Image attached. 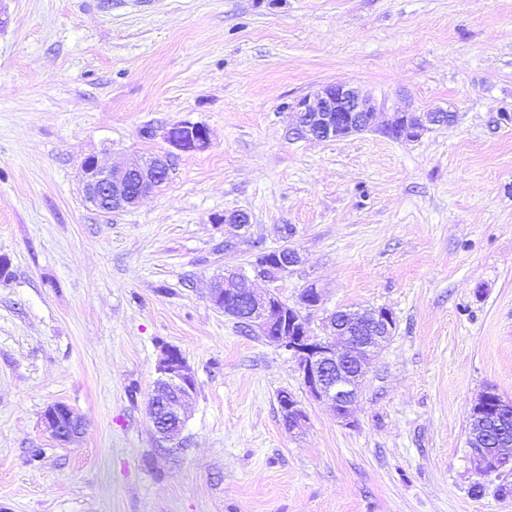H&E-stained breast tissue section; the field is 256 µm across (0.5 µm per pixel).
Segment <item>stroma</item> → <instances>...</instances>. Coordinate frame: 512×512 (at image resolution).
Masks as SVG:
<instances>
[{
  "label": "stroma",
  "instance_id": "stroma-1",
  "mask_svg": "<svg viewBox=\"0 0 512 512\" xmlns=\"http://www.w3.org/2000/svg\"><path fill=\"white\" fill-rule=\"evenodd\" d=\"M338 80L378 129L294 135V101ZM435 108L455 122L381 129ZM184 122L210 146L173 152L155 193L85 200L86 157L171 152ZM286 245L300 264L255 276ZM1 260L0 512H512V473L473 494L466 446L481 392L512 400V0H0ZM227 271L294 307L316 287L318 336L340 309L393 312L354 426L213 306ZM164 345L196 381L172 454L146 410ZM57 402L73 442L44 423ZM445 110L423 113V116H416L410 112H396L393 118L385 124L384 131L397 139L412 140L419 138L427 125L441 126L453 122L446 118ZM279 406L282 419L289 431L300 430L304 427L306 414L291 395H282ZM44 419L52 430L53 436L64 442H69L78 437L84 424L74 410L64 403L49 406L45 411ZM74 429L78 434L74 433Z\"/></svg>",
  "mask_w": 512,
  "mask_h": 512
}]
</instances>
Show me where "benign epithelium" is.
I'll list each match as a JSON object with an SVG mask.
<instances>
[{
	"mask_svg": "<svg viewBox=\"0 0 512 512\" xmlns=\"http://www.w3.org/2000/svg\"><path fill=\"white\" fill-rule=\"evenodd\" d=\"M298 112L297 131L303 136L328 140L348 137L371 128L377 118L372 97L347 81L322 86L314 97L304 96L293 106ZM444 111L426 112L416 116L396 112L385 124L384 131L397 139L412 140L421 136L427 126L449 125ZM171 147L183 152L196 151L210 144L209 130L200 124L181 123L165 132ZM168 156L133 159L122 165H102L94 156L80 165L83 191L95 208L112 213L136 206L164 181ZM300 262L298 252L288 246L268 253L257 274L268 279L285 273ZM211 302L247 331L270 340L295 358L303 383L310 396L327 402L345 425L352 424L351 415L369 362L381 351L395 328V319L386 307H370L337 311L330 316L325 337L311 333L308 320L296 308L274 293L258 294L243 274H229L216 280L210 288ZM159 377L149 403V416L161 443L179 438L186 423V405L196 389V382L181 351L166 345L161 348L157 363ZM288 430H300L306 414L298 402L284 394L279 403ZM44 419L53 436L64 442L78 437L82 419L64 403L47 408ZM497 428L492 446L480 447L472 454L477 474L499 475L512 459L504 450L512 449V433L506 423L512 420V402L503 399L495 389L488 388L477 398L470 410L469 423L483 428L488 421Z\"/></svg>",
	"mask_w": 512,
	"mask_h": 512,
	"instance_id": "benign-epithelium-1",
	"label": "benign epithelium"
}]
</instances>
